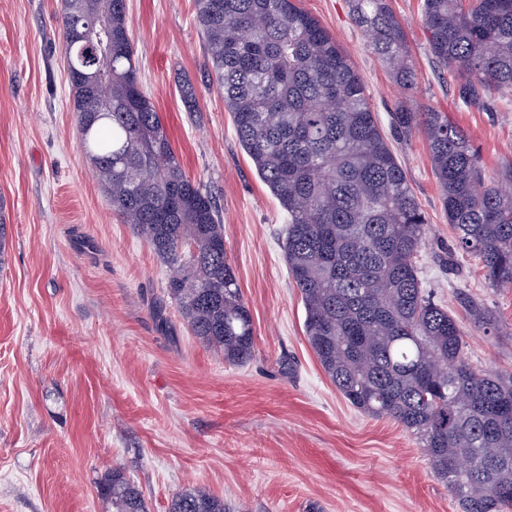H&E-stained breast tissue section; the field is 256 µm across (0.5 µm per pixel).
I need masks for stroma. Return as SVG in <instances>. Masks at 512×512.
<instances>
[{"label":"stroma","instance_id":"obj_1","mask_svg":"<svg viewBox=\"0 0 512 512\" xmlns=\"http://www.w3.org/2000/svg\"><path fill=\"white\" fill-rule=\"evenodd\" d=\"M421 0H390L416 61V105L446 112L486 177L512 165V95L459 96L428 51ZM362 75L382 128L402 98L348 0H301ZM140 80L187 173L220 205L254 355L226 363L169 302L167 266L113 212L80 145L64 70L61 0H0V512H112L122 470L149 512L199 486L233 512H462L416 438L364 415L308 345L283 256L285 216L209 79L194 0H127ZM197 90L185 111L181 78ZM428 217L426 291L459 320L480 370L512 372V288L487 287L458 250L422 135L394 141ZM495 321L484 330L465 300Z\"/></svg>","mask_w":512,"mask_h":512}]
</instances>
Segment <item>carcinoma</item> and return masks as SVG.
<instances>
[{"label": "carcinoma", "instance_id": "cac0c4a2", "mask_svg": "<svg viewBox=\"0 0 512 512\" xmlns=\"http://www.w3.org/2000/svg\"><path fill=\"white\" fill-rule=\"evenodd\" d=\"M207 66L240 145L286 217L289 277L305 336L343 398L389 418L424 448L463 512H512V374L469 362L456 316L422 288L427 218L374 112L366 84L298 0H195ZM354 24L403 91L416 71L389 0H350ZM433 59L459 81L512 92V0H422ZM64 58L79 142L112 210L169 268L167 297L191 333L231 364L254 353L250 311L224 250L213 196L185 171L138 77L126 0H62ZM182 102L196 111L192 81ZM395 137L425 138L457 247L491 288L512 286V167L489 181L468 133L404 100ZM467 455L468 469L449 464ZM112 512H147L121 470L105 475ZM169 512H229L204 487Z\"/></svg>", "mask_w": 512, "mask_h": 512}]
</instances>
